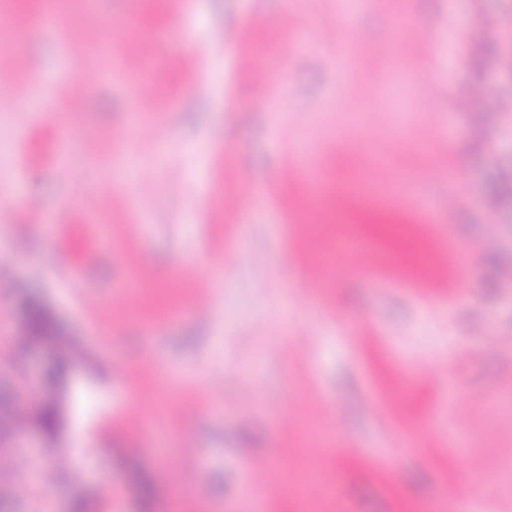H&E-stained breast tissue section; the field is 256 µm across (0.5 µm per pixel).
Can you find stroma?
I'll return each instance as SVG.
<instances>
[{
  "label": "stroma",
  "instance_id": "1",
  "mask_svg": "<svg viewBox=\"0 0 512 512\" xmlns=\"http://www.w3.org/2000/svg\"><path fill=\"white\" fill-rule=\"evenodd\" d=\"M355 2L75 0L47 29L0 0V341L33 295L82 349L54 437L0 429V512H246L250 485L264 512H453L474 478L512 512V0ZM303 144L414 210L357 216L359 251L315 222ZM49 362L8 349L0 395L32 408Z\"/></svg>",
  "mask_w": 512,
  "mask_h": 512
}]
</instances>
